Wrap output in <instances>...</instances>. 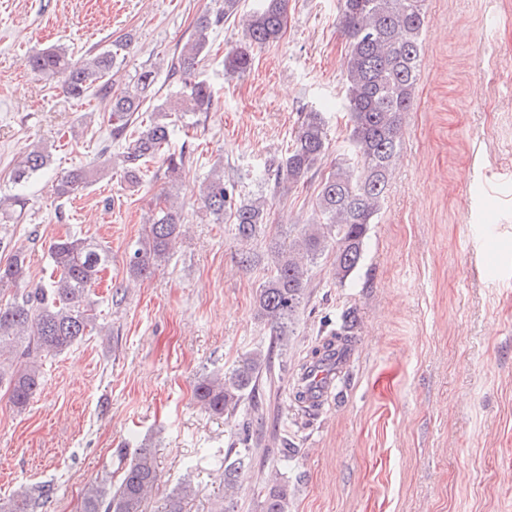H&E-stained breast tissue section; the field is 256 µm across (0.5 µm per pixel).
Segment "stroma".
Listing matches in <instances>:
<instances>
[{"label":"stroma","instance_id":"35a3bbf8","mask_svg":"<svg viewBox=\"0 0 512 512\" xmlns=\"http://www.w3.org/2000/svg\"><path fill=\"white\" fill-rule=\"evenodd\" d=\"M217 6L0 0V197L27 200L20 216L0 220V262L22 251L34 284L47 280L49 247L60 237L92 238L112 252L95 287L111 337L88 336L46 357L25 410L0 389V502L19 486L48 484L53 494L38 512H80L85 485L115 476L120 453L143 442L160 472L144 512H165L186 481L195 493L184 512H211L224 498L234 421L202 409L193 388L202 374L227 371L267 344L254 297L269 241L287 242L289 227L307 222L315 186L274 201L270 235L251 242L248 269L231 224L213 223L199 188L220 164L225 182L264 195L260 174L313 107L327 113L331 144L320 169L330 170L347 136L337 0H290L285 33L242 76L224 69L241 23L211 32L199 72L213 87V109L190 116L189 132L172 141L194 156L179 184L186 231L168 262L139 280L127 262L164 186L161 165L148 163L141 185L128 188L101 93L71 99L26 65L42 48L77 58L128 33L133 43L116 76L125 83L178 51L195 17ZM426 10L414 108L364 261L342 288L331 258L313 267L281 358L296 373L320 331L355 308L350 382L309 419L290 407L287 382L272 390L237 512H260L258 491L274 474L288 486L289 512H512V278L487 275L512 264V0H426ZM35 142L50 162L15 183ZM101 164L95 182L58 203L62 172ZM277 423L294 436L286 463L269 452Z\"/></svg>","mask_w":512,"mask_h":512}]
</instances>
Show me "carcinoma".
<instances>
[{"label":"carcinoma","instance_id":"1","mask_svg":"<svg viewBox=\"0 0 512 512\" xmlns=\"http://www.w3.org/2000/svg\"><path fill=\"white\" fill-rule=\"evenodd\" d=\"M425 0H338V21L346 38L343 60L344 105L349 125L342 156L327 174L318 175V164L329 148L326 117L311 109L304 113L292 142L276 164L265 170L264 184L270 197H254L224 182V171L212 169L203 182L200 200L214 223L229 219L236 238L247 243L264 232L270 202L320 176L311 206L313 218L298 227L286 246L270 247L271 261L265 280L255 292L256 316L270 325V343L239 360L224 374L206 373L194 387L197 402L212 415H233L247 404L224 456V486L234 490L238 479L251 469L256 445L253 418L263 414L258 397L260 384L275 385V352L288 346L295 334L311 282V267L324 256H333L332 273L343 286L363 261L369 226L378 223L386 188L400 150L404 114L411 111L419 79L421 34ZM241 0H223L215 12H201L191 34L166 64L143 68L122 88L106 93L120 52L131 38L89 52L80 59L60 47L43 49L30 58L33 71L48 79H61L63 92L83 98L99 88L109 99L112 137L124 141L120 153L121 178L140 183L147 163L161 161L167 183L177 184L190 156L172 149L175 122L188 114L209 112L213 106L210 83L196 74L206 55L214 27L237 17ZM288 0H260L249 13L243 41L224 57V69L232 74L251 68L254 51L277 41L286 28ZM166 69L182 91L158 101L157 76ZM49 154L42 147L25 152L14 173L15 183L29 179L47 167ZM98 175L94 169L76 168L64 174L58 194L70 198L89 186ZM184 214L167 189H162L144 233L129 256L128 273L144 278L169 259L173 241L183 232ZM49 280L13 294L0 304V385L9 401L25 409L39 389L42 358L61 353L92 333H101L91 288L112 262L108 247L88 238L67 235L50 246ZM21 253L0 264V288L24 281ZM357 328L356 312L344 310L330 330L307 353L290 383V400L304 417L319 413L328 396L346 384L348 349ZM334 373L327 390L310 399L302 386L307 369ZM123 460L117 485L106 480L89 483L83 492L81 512H142V504L158 480V467L150 447L143 446ZM180 485L168 498L166 512H183L191 495ZM48 485L22 487L0 512H35L52 495ZM261 512H288V488L275 480L260 490Z\"/></svg>","mask_w":512,"mask_h":512}]
</instances>
